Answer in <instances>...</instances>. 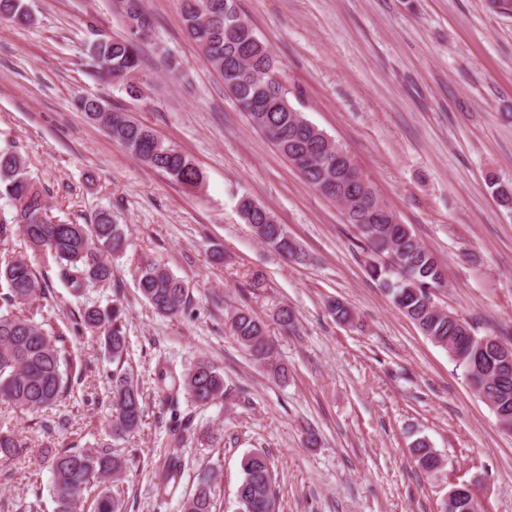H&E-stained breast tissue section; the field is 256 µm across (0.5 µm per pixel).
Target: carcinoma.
Here are the masks:
<instances>
[{
  "mask_svg": "<svg viewBox=\"0 0 512 512\" xmlns=\"http://www.w3.org/2000/svg\"><path fill=\"white\" fill-rule=\"evenodd\" d=\"M180 2L188 38L219 76L225 91L247 113L252 126L272 141L316 191L330 200L343 197L345 219L354 228L360 248L371 257L370 275L427 339L448 350L456 365L468 371L481 335L467 320L436 305V293L446 287L440 262L409 225L399 222L362 172L351 176L355 162L345 149L285 101L288 90L279 79V61L240 13L237 0ZM117 7L128 36H106L93 42L87 49L86 67L137 97L141 93L139 43L151 30V20L144 0H117ZM0 19L19 26L33 23L24 0H0ZM77 106L130 154L185 186L203 183V172L191 157L127 113L89 97L80 98ZM1 198L10 202L13 215L0 220V251L5 252L0 259V403L39 411L67 397L72 376L81 373V363L66 332L43 311L33 310L45 295L33 264L24 256L6 254L7 246L21 238L34 255L57 267L60 281L73 294L81 295L112 282L109 257L125 249L127 225L119 223L109 208H101L81 222L52 219L44 192L11 143L0 146ZM237 208L260 242L275 254L295 262L303 258L300 244L271 211L249 196L240 197ZM134 283L153 313L162 318L182 316L190 306L188 286L164 264L141 261ZM124 315L123 303L115 299L104 307L82 308L76 320L78 330L97 337L100 347L118 365L125 362L127 353ZM230 329L255 360L269 363L272 341L266 324L248 307L236 309ZM158 382L162 398L170 406L181 393L199 407L224 397V376L205 359L180 375L163 367ZM469 382L494 413L512 419V375L497 380L480 376ZM110 406L106 439L93 448H61L49 460L56 512H75L90 479L110 480L127 468L128 459L116 450V443L139 430L145 407L142 392L121 368L112 373ZM24 450L17 434L0 430V463ZM410 452L421 472L434 475L441 471V456L427 441H417ZM182 469L181 458L171 457L166 468L155 473L158 492L170 494V485ZM242 473L235 494L236 512H277L276 479L267 454L250 453ZM196 479L194 492L182 502V512H213L212 476L199 472ZM123 503L121 491L106 487L97 495L95 512H123ZM445 512H475V502L450 492Z\"/></svg>",
  "mask_w": 512,
  "mask_h": 512,
  "instance_id": "obj_1",
  "label": "carcinoma"
}]
</instances>
